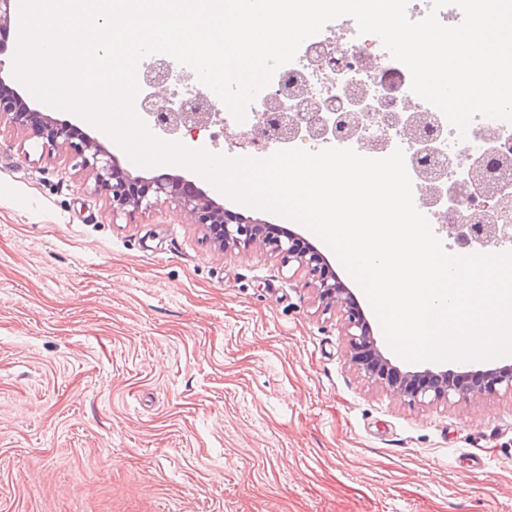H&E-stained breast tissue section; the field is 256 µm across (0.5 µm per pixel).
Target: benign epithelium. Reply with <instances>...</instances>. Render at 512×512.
<instances>
[{
  "label": "benign epithelium",
  "instance_id": "obj_1",
  "mask_svg": "<svg viewBox=\"0 0 512 512\" xmlns=\"http://www.w3.org/2000/svg\"><path fill=\"white\" fill-rule=\"evenodd\" d=\"M207 103V95L197 91L191 102L182 101L179 105L160 104L148 97L144 106L154 115L155 124L163 131L176 134L184 129L188 132L198 130L214 117L202 108ZM274 108L289 133L298 136L303 132L296 118L288 113V99L279 94L273 95ZM350 113L346 112L337 119H320L314 116L309 121L313 125L322 122L317 131L319 135H351L359 131V126L348 127ZM6 119L20 126H28L43 139L42 147L50 150L60 144L72 149L81 158V164L95 173V180L101 189L111 195L112 212L119 213L132 206L150 208L153 202L148 200V192L156 198L166 196L178 203L194 216L199 224L212 225L215 234L224 245L245 248L256 238L258 229L264 226L259 218L245 219L239 215L224 211V207L209 199L200 189L185 182V178L161 177L146 181L147 192L139 197L128 194V186L140 181L122 171L114 155L98 140L85 135L79 141H73L74 125L58 122L29 105L13 92L0 94V121ZM484 198L492 203L491 210L496 213L497 222L493 224H450V232L461 235L469 231L474 242L485 250L497 247L502 242L512 240V196L497 189L493 192L483 190ZM272 251L288 262H295L307 272L312 285L321 299L327 304L338 307L346 337L350 361L361 371L363 377L371 382L386 386L391 392L410 406L435 402L449 403L454 398L467 399L474 395H496L500 392L512 395V366H496L488 369H451L437 370L427 368L423 371L402 370L384 356L373 336L370 324L353 293L344 287L334 271L318 250L299 239L292 230H282L267 239Z\"/></svg>",
  "mask_w": 512,
  "mask_h": 512
}]
</instances>
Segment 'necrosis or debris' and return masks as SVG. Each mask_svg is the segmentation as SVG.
Wrapping results in <instances>:
<instances>
[{
    "label": "necrosis or debris",
    "instance_id": "1",
    "mask_svg": "<svg viewBox=\"0 0 512 512\" xmlns=\"http://www.w3.org/2000/svg\"><path fill=\"white\" fill-rule=\"evenodd\" d=\"M345 51L347 62L342 72H332L320 52ZM409 69L395 60L380 40L369 39L358 33L356 21L348 16L327 23L316 35L301 45L295 59L273 74L270 83L261 90L248 106L244 120H237L228 112L222 100L212 103L217 117L208 127L209 145L235 144L247 138L245 148L249 157L265 159L277 151L296 147L318 152L329 147L350 148L370 158H384L395 150H402L405 165L412 182V193L417 209L433 224H466L474 213L480 212L482 197L468 190L456 201L447 197L432 199L424 190L425 180H432L440 189H447L466 172L476 159H484L489 181L500 183L504 192L512 193V172L501 174L496 161L503 156L512 157V122L503 119L475 116L465 134L456 128L434 105L419 99L411 89ZM303 86L309 93L305 101L296 103L300 116L326 113L328 101L341 103L343 111H351V99L373 100L382 115L405 113L406 103L417 105V112L430 124L436 137V152L432 157L419 153L415 137L407 133L404 123L393 124L388 132L374 125L351 136H307L306 139L281 141L276 126H269L262 136H255L259 113L265 112L271 94L286 86Z\"/></svg>",
    "mask_w": 512,
    "mask_h": 512
}]
</instances>
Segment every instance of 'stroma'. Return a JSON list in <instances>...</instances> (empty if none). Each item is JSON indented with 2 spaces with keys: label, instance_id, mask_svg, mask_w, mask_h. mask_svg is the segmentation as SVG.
Returning a JSON list of instances; mask_svg holds the SVG:
<instances>
[{
  "label": "stroma",
  "instance_id": "stroma-1",
  "mask_svg": "<svg viewBox=\"0 0 512 512\" xmlns=\"http://www.w3.org/2000/svg\"><path fill=\"white\" fill-rule=\"evenodd\" d=\"M0 512H512V396L408 406L297 263L5 120Z\"/></svg>",
  "mask_w": 512,
  "mask_h": 512
}]
</instances>
